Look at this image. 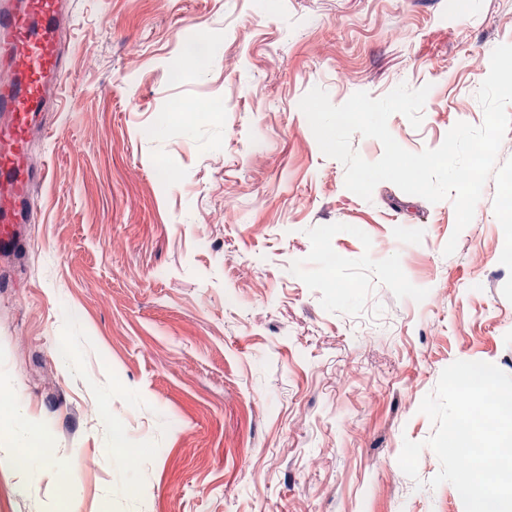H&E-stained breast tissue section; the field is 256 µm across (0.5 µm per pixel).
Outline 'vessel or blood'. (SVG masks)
I'll use <instances>...</instances> for the list:
<instances>
[{
    "label": "vessel or blood",
    "mask_w": 512,
    "mask_h": 512,
    "mask_svg": "<svg viewBox=\"0 0 512 512\" xmlns=\"http://www.w3.org/2000/svg\"><path fill=\"white\" fill-rule=\"evenodd\" d=\"M69 0H0V255L24 246L35 187L47 171L29 162L37 115L58 104L67 72Z\"/></svg>",
    "instance_id": "vessel-or-blood-1"
}]
</instances>
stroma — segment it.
<instances>
[{"instance_id": "35a3bbf8", "label": "stroma", "mask_w": 512, "mask_h": 512, "mask_svg": "<svg viewBox=\"0 0 512 512\" xmlns=\"http://www.w3.org/2000/svg\"><path fill=\"white\" fill-rule=\"evenodd\" d=\"M467 2L74 0L0 265V512H465L419 407L454 361L512 374L495 182L460 231L448 199H362L299 103L428 87L420 127L388 120L411 152L481 125L512 0Z\"/></svg>"}]
</instances>
